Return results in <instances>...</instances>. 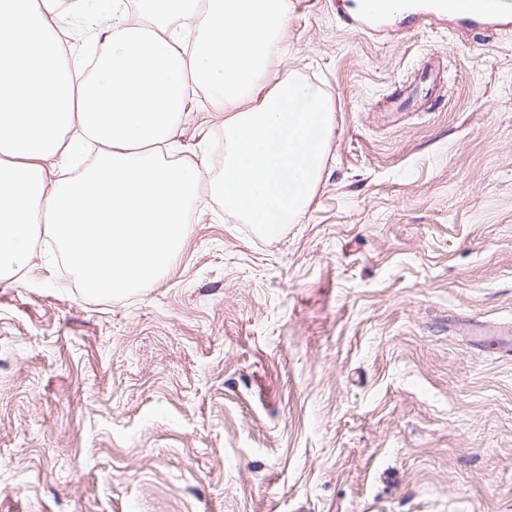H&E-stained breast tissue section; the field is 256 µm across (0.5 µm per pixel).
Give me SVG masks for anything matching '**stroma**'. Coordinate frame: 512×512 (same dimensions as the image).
<instances>
[{
  "label": "stroma",
  "instance_id": "1",
  "mask_svg": "<svg viewBox=\"0 0 512 512\" xmlns=\"http://www.w3.org/2000/svg\"><path fill=\"white\" fill-rule=\"evenodd\" d=\"M289 2L266 84L334 108L304 215L268 238L210 202L129 294L37 239L0 282V512H512V358L456 330L512 321V27ZM225 118L197 91L170 159L220 177Z\"/></svg>",
  "mask_w": 512,
  "mask_h": 512
}]
</instances>
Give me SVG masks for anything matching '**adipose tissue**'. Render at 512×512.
Listing matches in <instances>:
<instances>
[{
  "label": "adipose tissue",
  "instance_id": "adipose-tissue-1",
  "mask_svg": "<svg viewBox=\"0 0 512 512\" xmlns=\"http://www.w3.org/2000/svg\"><path fill=\"white\" fill-rule=\"evenodd\" d=\"M106 49L85 77L55 30L86 0H0V281L51 237L92 294H125L177 260L208 185L227 216L278 236L319 183L333 130L330 99L293 81L263 89L283 47L288 0H109ZM224 123V171L164 157L196 90ZM94 163L49 177V161Z\"/></svg>",
  "mask_w": 512,
  "mask_h": 512
}]
</instances>
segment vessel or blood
Here are the masks:
<instances>
[{
  "instance_id": "obj_1",
  "label": "vessel or blood",
  "mask_w": 512,
  "mask_h": 512,
  "mask_svg": "<svg viewBox=\"0 0 512 512\" xmlns=\"http://www.w3.org/2000/svg\"><path fill=\"white\" fill-rule=\"evenodd\" d=\"M423 16H447L471 30L507 27L512 0H352L339 19L349 30L377 33L390 18L412 26Z\"/></svg>"
}]
</instances>
